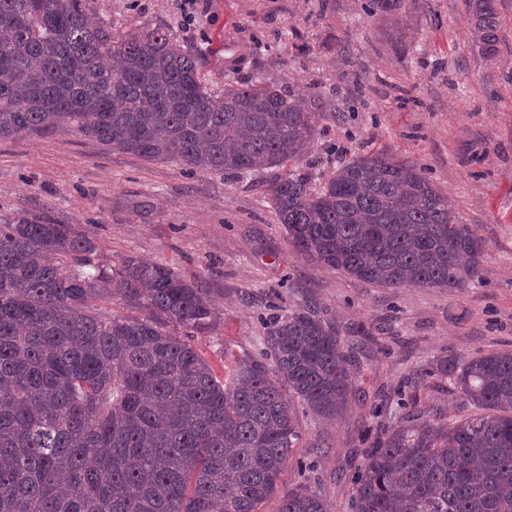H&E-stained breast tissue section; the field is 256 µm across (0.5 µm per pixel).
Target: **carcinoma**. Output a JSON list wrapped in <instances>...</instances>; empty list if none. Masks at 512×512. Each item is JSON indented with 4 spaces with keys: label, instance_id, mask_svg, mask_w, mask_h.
<instances>
[{
    "label": "carcinoma",
    "instance_id": "1",
    "mask_svg": "<svg viewBox=\"0 0 512 512\" xmlns=\"http://www.w3.org/2000/svg\"><path fill=\"white\" fill-rule=\"evenodd\" d=\"M93 0H0V141L73 128L185 172L296 163L317 95L249 82L214 97L162 30L115 34ZM471 28L497 51L495 0ZM278 223L317 265L399 289L450 291L481 275L483 239L418 164L343 162L319 190L267 186ZM74 224L0 222V512H329L305 484L280 492L299 438L295 404L329 421L356 403L354 348L305 306L269 326L267 351L224 379L191 343L217 320L204 281L126 257L94 264ZM117 294L139 315L104 316ZM428 376L478 413L448 427L415 409L350 462L351 512H512V351L445 359Z\"/></svg>",
    "mask_w": 512,
    "mask_h": 512
}]
</instances>
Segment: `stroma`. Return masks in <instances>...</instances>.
Here are the masks:
<instances>
[{
	"instance_id": "1",
	"label": "stroma",
	"mask_w": 512,
	"mask_h": 512,
	"mask_svg": "<svg viewBox=\"0 0 512 512\" xmlns=\"http://www.w3.org/2000/svg\"><path fill=\"white\" fill-rule=\"evenodd\" d=\"M387 2L198 0L191 24L180 0H94L92 13L117 33L165 31L213 95L230 78L316 93L317 135L299 163L316 183L357 153L413 159L484 241L482 277L467 288L396 290L312 263L269 205L279 168L186 175L75 132L0 141V219L43 213L92 237L97 264L133 255L207 281L218 319L193 343L216 376L226 356L265 349L272 317L302 306L360 347L356 404L334 424L297 410L300 437L282 477L286 487L307 482L331 512H349L342 470L362 430L405 415L400 386L445 358L512 350V0H495L491 58L471 34L470 0ZM417 398L444 424L468 413L430 382Z\"/></svg>"
}]
</instances>
